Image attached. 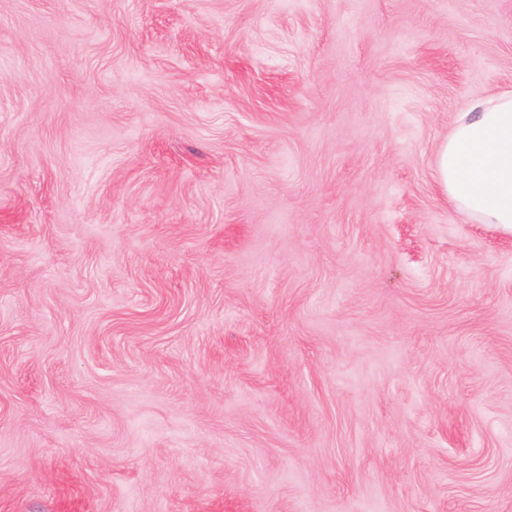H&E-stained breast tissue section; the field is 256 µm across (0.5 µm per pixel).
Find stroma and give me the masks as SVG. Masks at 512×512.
Wrapping results in <instances>:
<instances>
[{
  "label": "stroma",
  "mask_w": 512,
  "mask_h": 512,
  "mask_svg": "<svg viewBox=\"0 0 512 512\" xmlns=\"http://www.w3.org/2000/svg\"><path fill=\"white\" fill-rule=\"evenodd\" d=\"M508 89L512 0H0V512H512ZM434 168L439 191L466 217L512 229V91L469 100Z\"/></svg>",
  "instance_id": "stroma-1"
}]
</instances>
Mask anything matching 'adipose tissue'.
<instances>
[{
	"label": "adipose tissue",
	"mask_w": 512,
	"mask_h": 512,
	"mask_svg": "<svg viewBox=\"0 0 512 512\" xmlns=\"http://www.w3.org/2000/svg\"><path fill=\"white\" fill-rule=\"evenodd\" d=\"M434 168L439 191L466 217L512 229V91L469 100Z\"/></svg>",
	"instance_id": "obj_1"
}]
</instances>
